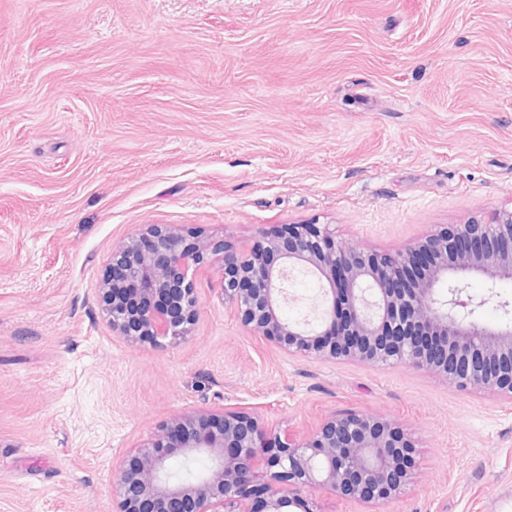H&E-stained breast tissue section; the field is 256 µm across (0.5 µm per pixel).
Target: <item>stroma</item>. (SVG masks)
Masks as SVG:
<instances>
[{
    "label": "stroma",
    "mask_w": 512,
    "mask_h": 512,
    "mask_svg": "<svg viewBox=\"0 0 512 512\" xmlns=\"http://www.w3.org/2000/svg\"><path fill=\"white\" fill-rule=\"evenodd\" d=\"M512 208V0H0V512H112L113 473L172 415L230 406L302 435L399 421L418 465L376 508L512 512V401L403 364L291 358L205 259L192 336H114L100 288L143 224L248 242L283 224L395 252ZM283 315L318 314L294 274ZM512 325V280H472Z\"/></svg>",
    "instance_id": "stroma-1"
}]
</instances>
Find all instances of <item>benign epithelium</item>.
<instances>
[{"label": "benign epithelium", "instance_id": "1", "mask_svg": "<svg viewBox=\"0 0 512 512\" xmlns=\"http://www.w3.org/2000/svg\"><path fill=\"white\" fill-rule=\"evenodd\" d=\"M207 252L221 262L224 308L290 356L400 362L459 389L512 400V326L474 319L484 301L466 293L472 276L512 280V209L444 227L397 253L338 239L328 224H285L241 246L150 224L112 251V280L102 291L114 335L151 346L190 336L200 301L188 272ZM295 270L320 284L323 309L314 325L282 314L284 283ZM416 455L402 425L378 414L336 413L297 437L235 407L191 410L120 462L112 510L313 512V489L385 504L409 481ZM200 457L209 460L207 470L171 474L174 461Z\"/></svg>", "mask_w": 512, "mask_h": 512}]
</instances>
